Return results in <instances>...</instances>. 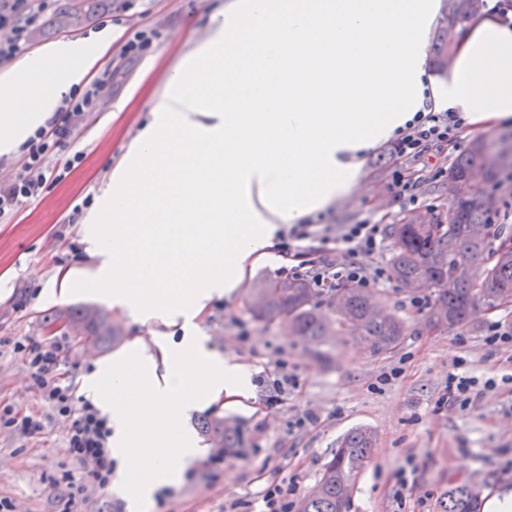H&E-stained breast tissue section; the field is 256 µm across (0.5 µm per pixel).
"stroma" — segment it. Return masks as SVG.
<instances>
[{"label":"stroma","mask_w":512,"mask_h":512,"mask_svg":"<svg viewBox=\"0 0 512 512\" xmlns=\"http://www.w3.org/2000/svg\"><path fill=\"white\" fill-rule=\"evenodd\" d=\"M65 3L29 0L36 17L29 35L31 53L61 41H92L109 29L112 44L94 68H110L112 85L60 153L64 159L82 153L81 164L65 179L48 181L39 199L0 220V402L43 414L49 407L30 389L27 367L14 351L16 343L31 336H70L63 355L81 382L134 344L151 348L157 340L176 342L183 334L177 324L131 317L113 306L108 291L101 288L76 290L62 299L51 290L61 270L93 267L83 240L84 217L73 209L84 198L102 195L127 143L161 92L167 70L192 48L209 13L224 0H113L111 8L61 29L56 20ZM143 28L156 29L158 36L140 59L127 61L121 47ZM120 101L125 107L118 112L114 106ZM388 167L386 147L377 145L367 152L362 167L369 191L350 193L309 215L308 223L381 219L390 225L405 217L431 220L452 209L456 188L450 177L424 181L418 205L411 206L389 190ZM282 266L276 259L253 264L241 288L213 299L199 317L207 347L248 370L250 392L226 407L213 404L183 419V428L205 452L179 485L156 492L157 504L150 512H224L225 499L259 491L266 479L298 477L299 493L307 495L335 453L338 439L357 426L371 429L375 441L347 512H395V474L409 464L416 485L405 493V512H441L444 494L455 483L470 484L480 494L496 486L512 488V395H489L464 412L439 404L455 357L466 358L478 376L512 372V349L489 352L481 337L489 319L511 325L512 306H478L464 324L439 333L427 327L425 315L407 308L410 289L390 281L373 296L403 320L406 331L393 353L375 357L344 336L309 340L289 335L282 323L256 321L247 308L250 290L258 281L282 278ZM79 304L104 310L119 334L116 343L87 347L80 332L62 318L67 307ZM281 360L298 386L270 409L257 379ZM398 364L403 374L378 385L380 374ZM309 411L319 416V423L294 429V421ZM206 417L223 419L242 438L241 447L225 449L220 465L213 464L215 450L198 430ZM65 428L59 418L44 434L31 438L0 431V499L12 501L15 512H133L113 485L90 492L74 507L65 506L56 481L64 471L79 469L62 448Z\"/></svg>","instance_id":"obj_1"}]
</instances>
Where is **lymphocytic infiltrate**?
<instances>
[{
  "label": "lymphocytic infiltrate",
  "instance_id": "lymphocytic-infiltrate-1",
  "mask_svg": "<svg viewBox=\"0 0 512 512\" xmlns=\"http://www.w3.org/2000/svg\"><path fill=\"white\" fill-rule=\"evenodd\" d=\"M27 4L28 0H0V60L15 58L29 47L28 30L34 18ZM110 76V71H103L82 92L69 95L45 125L22 144L19 172L0 182V217L14 213L23 202L39 198L49 179L60 180L70 172L73 160L54 167L50 159L65 146L76 121L98 108ZM464 143V120L458 113L417 112L388 145L393 160L390 187L396 197L417 204L420 184L415 173L424 164L427 152L435 147L458 151ZM290 237L291 245L283 250L288 261L287 274L307 282L318 293H330L344 284L370 293L390 280L388 268L378 260L387 238L382 222L362 221L320 230L299 224ZM67 342L64 336L52 342L30 337L15 344V352L27 366L31 388L51 407L52 413L47 416L4 405L0 407V429L34 437L44 433L52 416L66 421L63 447L85 466L84 471L65 473L59 480L66 503L71 506L88 489L103 490L109 486L115 461L108 416L92 402L76 397L72 372L63 366L62 351ZM501 383L512 385V373L498 379H483L469 371L465 358L458 357L448 370L443 399L449 406L465 411ZM297 490L294 482L267 483L257 498L263 504L262 512H294ZM254 501L246 496L225 500L224 512H251Z\"/></svg>",
  "mask_w": 512,
  "mask_h": 512
}]
</instances>
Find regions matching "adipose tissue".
Segmentation results:
<instances>
[{"label": "adipose tissue", "instance_id": "obj_1", "mask_svg": "<svg viewBox=\"0 0 512 512\" xmlns=\"http://www.w3.org/2000/svg\"><path fill=\"white\" fill-rule=\"evenodd\" d=\"M440 0H226L168 72L99 207L85 218L98 264L56 293L112 280L113 305L186 334L97 368L88 396L111 415L115 482L135 507L182 481L199 450L185 412L246 395L247 370L208 352L192 320L240 287L277 225L346 196L367 150L425 98L482 127L512 123V25L487 13L458 38L444 78L424 65ZM108 40L59 42L0 74V155L57 109Z\"/></svg>", "mask_w": 512, "mask_h": 512}]
</instances>
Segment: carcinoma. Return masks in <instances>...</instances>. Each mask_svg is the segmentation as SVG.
Here are the masks:
<instances>
[{
  "label": "carcinoma",
  "instance_id": "cac0c4a2",
  "mask_svg": "<svg viewBox=\"0 0 512 512\" xmlns=\"http://www.w3.org/2000/svg\"><path fill=\"white\" fill-rule=\"evenodd\" d=\"M103 2L70 0L57 24L70 26L79 14L89 18ZM446 2L448 22L455 25L465 24L482 6V0ZM433 56L435 66H448L450 49L444 31L437 36ZM506 169L512 173V148L496 149L478 138L457 158L451 178H465L482 171L489 183ZM497 208V198L479 189L455 204L445 217L438 216L427 223L408 217L390 225L389 233L395 240L391 274L404 287L432 295L426 315L430 328L446 332L463 324L478 304L496 307L503 298L512 300V246L501 243L495 251H489L493 240L512 239V232L491 223ZM315 298V289L301 280L261 281L252 289L249 310L259 321L286 323L293 336L312 340L331 333L351 336L373 355L392 352L401 343V319L389 314L379 301L362 290L345 285L337 288L329 301V316L317 311ZM67 318L80 325L84 338L92 343L115 336L112 324L96 306L75 308ZM201 432L217 448L239 447L237 432L220 419L203 421ZM373 445L374 435L366 428H356L344 435L326 463L320 481L303 501L301 512H346L357 475ZM441 508L442 512H479L477 493L465 483L452 485Z\"/></svg>",
  "mask_w": 512,
  "mask_h": 512
}]
</instances>
